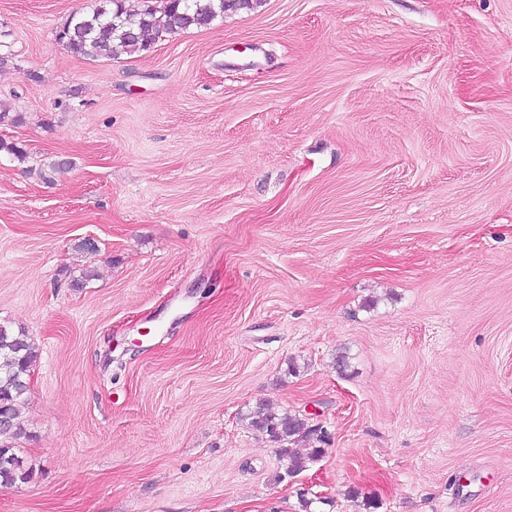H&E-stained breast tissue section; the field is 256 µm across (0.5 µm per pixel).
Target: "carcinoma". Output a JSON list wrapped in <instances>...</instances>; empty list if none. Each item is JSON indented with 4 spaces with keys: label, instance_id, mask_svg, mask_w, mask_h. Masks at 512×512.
I'll list each match as a JSON object with an SVG mask.
<instances>
[{
    "label": "carcinoma",
    "instance_id": "carcinoma-1",
    "mask_svg": "<svg viewBox=\"0 0 512 512\" xmlns=\"http://www.w3.org/2000/svg\"><path fill=\"white\" fill-rule=\"evenodd\" d=\"M140 10L127 8L125 0H99L90 12L74 14L56 33V39L71 53L92 60L113 59L121 53L147 51L164 34L191 27H205L228 11L252 8L262 0H162L160 5ZM38 359L34 343L0 326V405L8 410V422L0 423V488H9L29 478L14 452L13 439L19 429V404L29 391L28 372ZM248 429L283 444L279 461L285 473L297 475L322 457L321 448H300L315 434L309 421L286 409L263 405L255 411L239 412Z\"/></svg>",
    "mask_w": 512,
    "mask_h": 512
}]
</instances>
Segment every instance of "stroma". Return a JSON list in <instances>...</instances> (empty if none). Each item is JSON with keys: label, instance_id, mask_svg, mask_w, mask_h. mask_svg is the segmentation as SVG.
Masks as SVG:
<instances>
[{"label": "stroma", "instance_id": "obj_1", "mask_svg": "<svg viewBox=\"0 0 512 512\" xmlns=\"http://www.w3.org/2000/svg\"><path fill=\"white\" fill-rule=\"evenodd\" d=\"M96 2L0 0V324L39 351L0 512H512V0L91 60L56 33ZM261 402L320 460L283 476Z\"/></svg>", "mask_w": 512, "mask_h": 512}]
</instances>
